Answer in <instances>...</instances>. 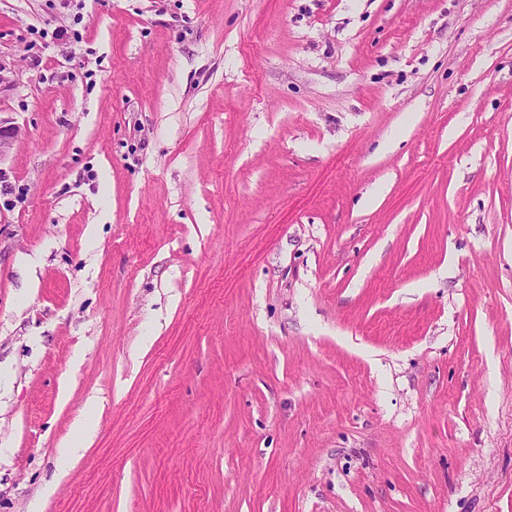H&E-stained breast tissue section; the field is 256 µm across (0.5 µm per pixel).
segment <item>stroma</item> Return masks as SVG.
<instances>
[{
	"mask_svg": "<svg viewBox=\"0 0 512 512\" xmlns=\"http://www.w3.org/2000/svg\"><path fill=\"white\" fill-rule=\"evenodd\" d=\"M0 67V512H512V0H0ZM73 429L81 436L80 441H66L60 447L63 454L69 458L76 456L85 444L93 437L96 431V423L92 422L87 416L80 415L73 422Z\"/></svg>",
	"mask_w": 512,
	"mask_h": 512,
	"instance_id": "stroma-1",
	"label": "stroma"
}]
</instances>
